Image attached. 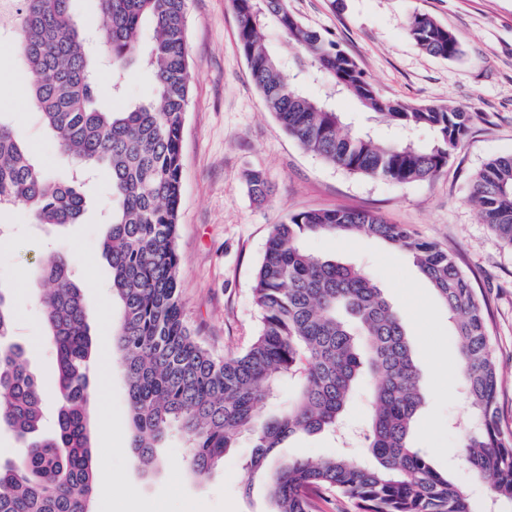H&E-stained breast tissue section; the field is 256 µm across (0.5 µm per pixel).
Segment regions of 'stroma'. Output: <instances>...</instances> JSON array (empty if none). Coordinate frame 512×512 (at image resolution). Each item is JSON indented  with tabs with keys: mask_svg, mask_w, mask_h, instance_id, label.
Wrapping results in <instances>:
<instances>
[{
	"mask_svg": "<svg viewBox=\"0 0 512 512\" xmlns=\"http://www.w3.org/2000/svg\"><path fill=\"white\" fill-rule=\"evenodd\" d=\"M304 24L328 32L358 62L379 94L390 100L447 104L480 113L447 168L434 180L396 185L347 173L304 150L268 112L237 38L229 0H188L191 96L182 132V196L176 249L183 317L215 356L243 352L260 329L253 277L274 224L309 209H363L413 235L453 248L460 266L482 293L500 374L498 408L512 429V249L483 224L469 202L474 174L492 157L512 154V0H288ZM427 13L453 31L460 54L430 56L411 41L408 18ZM0 71L11 83L0 91V114L9 117L45 170L65 163L31 108L15 34L0 33ZM259 171L270 196L255 202L249 173ZM81 223L62 228L33 224L21 206L0 233V281L7 284L15 342L27 348L32 369L48 375L55 363L39 297L44 282L35 262L56 248L76 258L93 339L89 381L90 439L95 459L111 469V485L97 487L92 512H271L263 474L246 479L248 437L204 480L186 466L178 437L158 448L159 465L144 474L129 447L127 384L117 351L103 340L117 309L111 271L101 254L102 212L112 208L107 175L86 188ZM304 247L366 267L404 322L413 341L425 403L411 444L429 450L438 470L470 495L472 512H489L490 491L462 463L466 410L455 367L459 349L448 313L412 259L370 237L310 236ZM372 380L357 386L343 423L349 442L328 433L284 442L276 461L338 454L364 459L363 434L372 413Z\"/></svg>",
	"mask_w": 512,
	"mask_h": 512,
	"instance_id": "1",
	"label": "stroma"
}]
</instances>
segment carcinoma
Segmentation results:
<instances>
[{
    "instance_id": "1",
    "label": "carcinoma",
    "mask_w": 512,
    "mask_h": 512,
    "mask_svg": "<svg viewBox=\"0 0 512 512\" xmlns=\"http://www.w3.org/2000/svg\"><path fill=\"white\" fill-rule=\"evenodd\" d=\"M72 0H18L12 27L18 38L29 101L71 166L47 175L0 118V206H24L36 223L77 224L85 212V182L110 176L115 205L101 243L111 269L118 317L112 344L127 378L130 448L145 471L156 448L175 428L184 437L187 464L207 478L243 434L254 453L246 477L262 471L272 512H311V496L347 500L350 512H471L467 492L439 471L410 432L425 397L405 326L383 288L361 267L313 255L310 235L373 237L410 255L448 310L461 357L459 379L478 421L466 435L462 460L489 484L491 496L512 503V433L498 417L500 378L482 300L453 250L411 235L360 209H319L272 225L255 275L260 332L241 353L215 358L183 321L175 250L181 197V138L191 95L187 0H97L101 49L91 47ZM240 50L268 111L305 150L348 173L403 185L436 178L478 114L444 105L410 104L378 95L356 60L327 33L304 25L288 0H230ZM273 21L296 49L290 60L263 34ZM423 52L452 59L458 37L427 14L407 21ZM112 68V99L124 100L132 69L150 76L151 96L135 104L99 106L94 76ZM292 70L285 80L284 69ZM306 80L324 90L340 85L364 112L378 115L382 135L343 130L335 109L307 97ZM428 128L433 139H409ZM249 190L265 199L271 186L259 171ZM471 202L490 230L512 248V154L491 159L473 178ZM48 284L40 303L55 350V374L46 386L11 341L14 323L0 283V427L24 445L0 465V512H91L97 471L88 431L93 393L88 376L92 338L82 289L68 255L53 252L40 267ZM373 377V414L364 433L372 462L345 455L295 459L268 467L274 450L299 434L336 432L363 369ZM285 378L294 381L288 408L260 419L256 407ZM57 401L51 433L42 431L47 397Z\"/></svg>"
}]
</instances>
